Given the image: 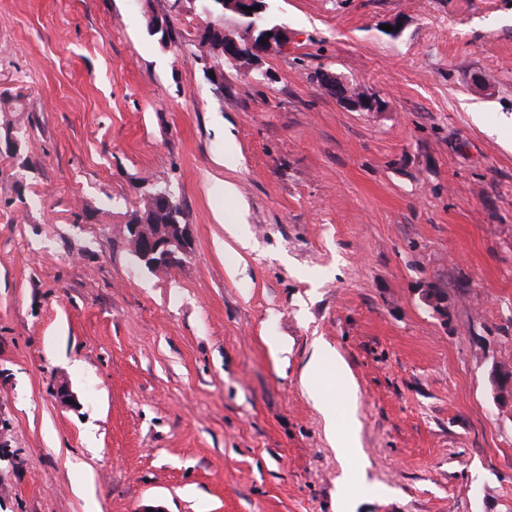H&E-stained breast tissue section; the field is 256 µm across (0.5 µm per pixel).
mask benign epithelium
<instances>
[{"instance_id":"obj_1","label":"benign epithelium","mask_w":512,"mask_h":512,"mask_svg":"<svg viewBox=\"0 0 512 512\" xmlns=\"http://www.w3.org/2000/svg\"><path fill=\"white\" fill-rule=\"evenodd\" d=\"M226 8L239 14L249 7L250 16L266 9L265 0H225ZM288 45V32L281 26L270 30L252 27L240 36L229 35L224 41V61L241 68L249 76L259 62L271 52ZM318 83L336 95L344 105L365 111L376 108V100L353 92V84L332 72L317 74ZM125 236L138 260L153 272H162L189 257L192 248V225L183 221L172 224H126ZM495 400L500 404L512 401V372L495 368L492 372Z\"/></svg>"}]
</instances>
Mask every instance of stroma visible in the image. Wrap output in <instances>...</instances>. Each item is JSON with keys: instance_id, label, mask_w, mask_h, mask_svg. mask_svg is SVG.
<instances>
[{"instance_id": "1", "label": "stroma", "mask_w": 512, "mask_h": 512, "mask_svg": "<svg viewBox=\"0 0 512 512\" xmlns=\"http://www.w3.org/2000/svg\"><path fill=\"white\" fill-rule=\"evenodd\" d=\"M270 3L268 79L219 83L199 0H0V512H512V0ZM148 181L193 226L160 274L121 231ZM318 347L358 386L350 460L299 382ZM319 84L327 91L336 95L338 101L344 105L365 111H372L376 108V100L367 94L359 95L353 92V84L344 80L332 72L322 71L316 76ZM510 372L499 367H496L492 372L494 398L500 404L512 401V376Z\"/></svg>"}]
</instances>
